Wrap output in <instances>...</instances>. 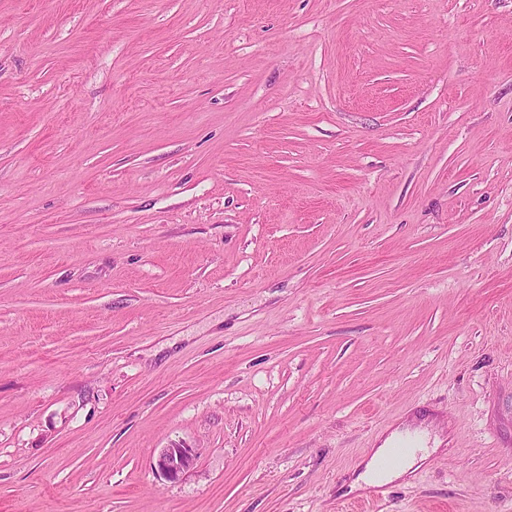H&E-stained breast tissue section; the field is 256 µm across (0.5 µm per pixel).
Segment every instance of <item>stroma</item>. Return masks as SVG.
<instances>
[{
	"label": "stroma",
	"mask_w": 512,
	"mask_h": 512,
	"mask_svg": "<svg viewBox=\"0 0 512 512\" xmlns=\"http://www.w3.org/2000/svg\"><path fill=\"white\" fill-rule=\"evenodd\" d=\"M0 512H512V0H0ZM403 436L411 438L416 448L406 457V459L401 464L380 472L379 465L382 459L385 457L389 449ZM428 456L429 448L425 447L423 432L416 431L413 434L407 433L402 435L398 430H395L382 441L378 448L373 449L370 459L364 466V470L358 473L354 480L351 482L350 489H366L377 484L390 483L395 480L404 479L410 472L414 470L415 466H418L421 462H424ZM385 486L386 484L377 486V488H375V492L377 494L383 493ZM196 455L191 448L172 446L160 451L156 460L157 472L168 480H177L194 465Z\"/></svg>",
	"instance_id": "1"
}]
</instances>
